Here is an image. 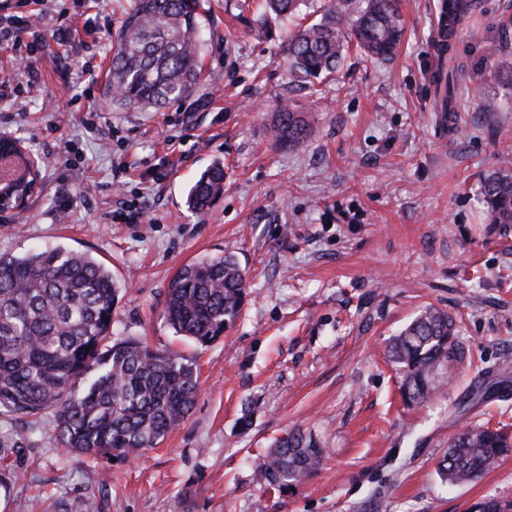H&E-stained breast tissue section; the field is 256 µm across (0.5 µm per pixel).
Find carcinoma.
<instances>
[{
    "mask_svg": "<svg viewBox=\"0 0 512 512\" xmlns=\"http://www.w3.org/2000/svg\"><path fill=\"white\" fill-rule=\"evenodd\" d=\"M402 0H323L320 17L288 32L289 72L312 83L336 72L354 47L386 58L402 36ZM308 0H263L257 28L301 17ZM448 36L477 10V0H447ZM202 0H134L112 54L115 97L125 106L160 108L189 95L202 71ZM460 66L451 45L440 52L432 82L456 112ZM303 113L283 107L273 123L276 142L290 147L307 132ZM224 191V163L213 162L190 184L187 207L206 211ZM481 195L493 224H512V170L483 176ZM121 285L91 256L62 248L0 256V409L23 418L55 413L58 442L70 451L127 458L154 448L194 406V364L170 351L127 338L111 341ZM247 282L230 256L181 266L166 290L163 318L178 336L207 346L239 319ZM469 355L457 323L425 308L387 349L402 375L408 404L423 403L445 384L448 366ZM87 381L77 391L80 381ZM512 452V439L485 425L463 424L438 464L442 480L476 481ZM310 434L289 432L258 466L262 486L297 485L322 465ZM473 512H512V500L489 497Z\"/></svg>",
    "mask_w": 512,
    "mask_h": 512,
    "instance_id": "carcinoma-1",
    "label": "carcinoma"
}]
</instances>
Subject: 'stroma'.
<instances>
[{
    "label": "stroma",
    "instance_id": "stroma-1",
    "mask_svg": "<svg viewBox=\"0 0 512 512\" xmlns=\"http://www.w3.org/2000/svg\"><path fill=\"white\" fill-rule=\"evenodd\" d=\"M437 2L404 0L391 59L349 51L312 88L288 72L285 26L261 37L241 0H204L201 80L157 110L120 105L110 87L133 0H33L38 93L0 103V135L25 142L40 176L24 209L0 212V254L104 261L122 286L113 338L191 359L200 389L159 445L124 461L64 451L53 413L0 410V512H469L512 499V455L467 485L437 470L462 422L512 435V224L491 223L480 194L483 174L512 161V0H479L454 37L445 132L429 78ZM62 16L75 26L65 42ZM477 86L504 111L478 108ZM285 104L309 122L292 148L271 135ZM217 160L223 194L187 209V185ZM223 255L249 295L202 347L165 323V292L183 264ZM429 305L456 318L471 359L409 405L386 350ZM296 429L323 448L321 469L294 489L259 486V462Z\"/></svg>",
    "mask_w": 512,
    "mask_h": 512
}]
</instances>
